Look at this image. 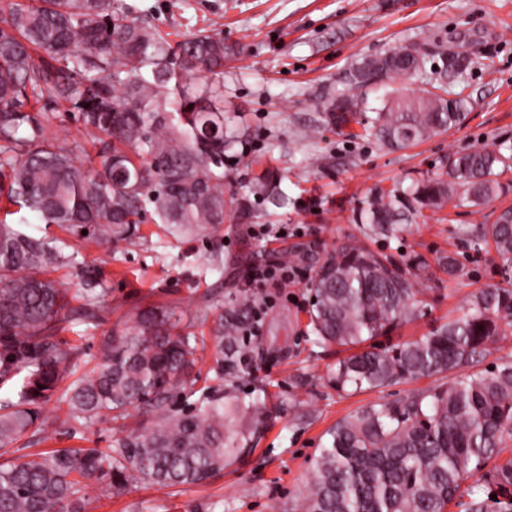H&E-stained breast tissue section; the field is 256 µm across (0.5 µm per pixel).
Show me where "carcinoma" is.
I'll list each match as a JSON object with an SVG mask.
<instances>
[{"instance_id": "1", "label": "carcinoma", "mask_w": 512, "mask_h": 512, "mask_svg": "<svg viewBox=\"0 0 512 512\" xmlns=\"http://www.w3.org/2000/svg\"><path fill=\"white\" fill-rule=\"evenodd\" d=\"M136 0H0V192L9 203L98 247L140 239L151 212L174 237H206L224 223V158L244 134L224 117V58L234 49L214 31L171 44L142 18ZM409 46L349 68L359 94L331 102L328 122L354 121L388 150L457 126L466 100L441 87L400 95L363 117L361 91L422 72ZM40 101L67 103L83 128L101 134L96 158L52 135ZM448 178H430L410 193L422 209L467 202L482 207L499 193L507 157L466 149L448 160ZM281 179L267 172L254 196L287 203ZM404 196L378 191L368 201L367 235L393 236ZM502 266L512 267V208L480 230ZM60 238L0 220V380L24 374L20 389L0 397V512H83L84 483L120 495L135 480L160 490L202 484L252 450L267 415L260 397L231 389L191 401L187 377L196 337L173 311L146 305L101 337L99 361L72 384L69 415L93 424L140 421L95 448L16 454L29 433L51 423L42 406L71 373L75 353L56 340L66 296L49 270L81 265ZM429 276L419 255L404 261L358 242L332 255L308 283L312 341L350 354L329 373L338 391L362 392L437 376L446 383L375 404L325 433L309 477L304 512H512V457L487 464L512 439V361L489 370L491 347L512 335V286L471 293L461 316L402 344L377 341L417 317V285ZM98 270L82 274L78 320L95 324L104 301ZM259 299L235 296L214 327L213 370L220 379L246 372L247 336ZM467 368L469 372L461 373ZM477 477L466 495L461 483Z\"/></svg>"}]
</instances>
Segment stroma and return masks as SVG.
I'll list each match as a JSON object with an SVG mask.
<instances>
[{"mask_svg":"<svg viewBox=\"0 0 512 512\" xmlns=\"http://www.w3.org/2000/svg\"><path fill=\"white\" fill-rule=\"evenodd\" d=\"M140 5L173 39L216 30L226 45L237 47L224 61V112L248 139L244 159L225 162L224 188L246 192L262 164L281 175L288 204L278 208L251 198L247 215L227 213L205 239L174 238L150 218L141 226L140 242L117 252L69 237L86 265L103 270L107 288L99 323L74 320L57 335L62 348L77 352L72 379L93 369L104 332L150 302L175 307L198 337L196 390L221 388L211 370L212 329L226 303L247 291L246 271L288 256L301 274L285 287L267 289L270 301L252 365L236 381L239 394L257 385L269 394L272 412L252 453L208 484L172 496L142 483L114 496L89 483L85 512H200L212 502L220 503V512H300L315 451L331 425L431 384L424 378L351 395L329 385V371L346 352L318 347L309 338L307 284L317 267L352 238L400 260L424 257L431 275L419 296L422 315L391 334L395 344L460 316L476 289L512 283V268L502 269L478 229L512 206V169L500 175L502 191L479 214L464 204L422 218L412 215L402 234L388 238L366 237L364 218L374 191H403L444 173L458 151H512V0H140ZM407 44L425 49L424 76L370 91L369 107L380 108L392 88H423L424 77L445 71L448 53L462 52L469 66L448 73L446 82L449 93L469 101L463 123L395 151L331 127L325 118L329 102L352 93L347 70ZM315 126L319 134L307 138L306 130ZM263 224L287 231L257 237ZM449 253L466 266L467 277L450 278L438 265ZM42 414L54 431L46 440L24 437L25 452L105 451L117 432L111 421L88 426L70 419L60 394Z\"/></svg>","mask_w":512,"mask_h":512,"instance_id":"1","label":"stroma"}]
</instances>
